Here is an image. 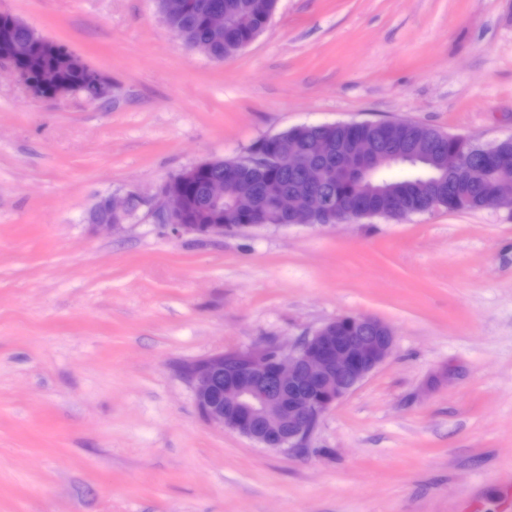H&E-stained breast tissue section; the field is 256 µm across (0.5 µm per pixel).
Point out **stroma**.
<instances>
[{
    "label": "stroma",
    "instance_id": "stroma-1",
    "mask_svg": "<svg viewBox=\"0 0 512 512\" xmlns=\"http://www.w3.org/2000/svg\"><path fill=\"white\" fill-rule=\"evenodd\" d=\"M111 81L30 96L0 66V512H512V212L176 236L199 162L301 125L512 137V0H278L217 62L155 0H0ZM146 201L117 231L97 196ZM392 355L304 447L200 417L183 364L342 316Z\"/></svg>",
    "mask_w": 512,
    "mask_h": 512
}]
</instances>
